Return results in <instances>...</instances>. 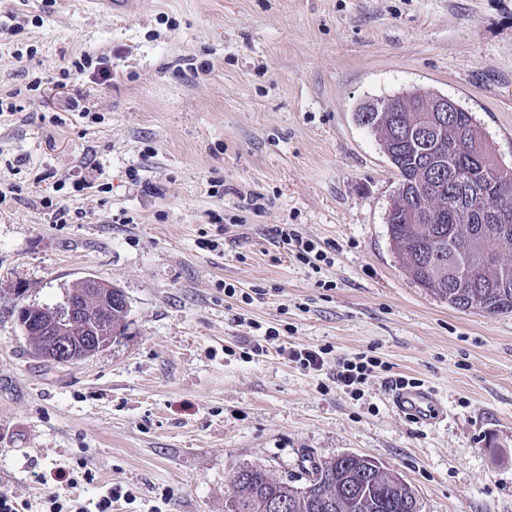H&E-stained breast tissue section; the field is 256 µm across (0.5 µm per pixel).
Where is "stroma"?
<instances>
[{"mask_svg":"<svg viewBox=\"0 0 512 512\" xmlns=\"http://www.w3.org/2000/svg\"><path fill=\"white\" fill-rule=\"evenodd\" d=\"M85 54L111 80L74 72ZM415 86L474 112L512 162V0H136L119 19L0 0V95L23 106L0 115V489L28 512L51 492L94 512L111 487L134 494L112 512H224L245 467L298 481L357 453L419 512H512V313L454 310L407 276L395 170L355 116ZM278 224L331 244L332 265L299 262ZM91 276L125 292V335L68 366L34 357L18 308ZM256 321L284 334L246 357ZM281 344L327 348L323 369ZM361 353L381 365L345 393L337 364ZM399 375L439 420L392 408ZM80 460L94 483L62 479Z\"/></svg>","mask_w":512,"mask_h":512,"instance_id":"obj_1","label":"stroma"}]
</instances>
